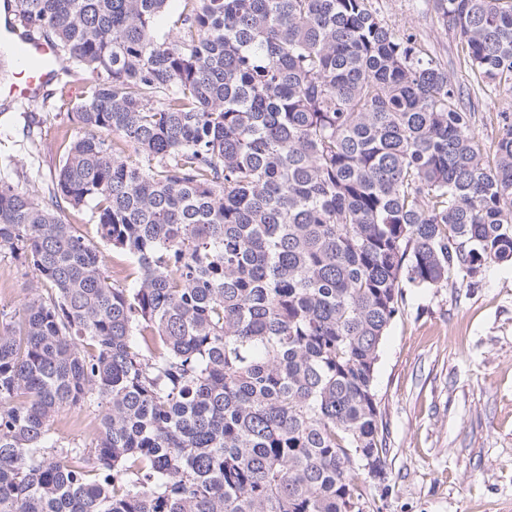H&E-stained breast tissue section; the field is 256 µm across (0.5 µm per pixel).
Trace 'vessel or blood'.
Segmentation results:
<instances>
[{
  "mask_svg": "<svg viewBox=\"0 0 512 512\" xmlns=\"http://www.w3.org/2000/svg\"><path fill=\"white\" fill-rule=\"evenodd\" d=\"M0 41L8 43L12 54L18 58H31L38 63L36 69L28 71L22 83L9 87L11 98L18 101L35 100L45 94L48 87L60 82V51L54 44L33 36L20 35L11 22L0 26Z\"/></svg>",
  "mask_w": 512,
  "mask_h": 512,
  "instance_id": "1",
  "label": "vessel or blood"
}]
</instances>
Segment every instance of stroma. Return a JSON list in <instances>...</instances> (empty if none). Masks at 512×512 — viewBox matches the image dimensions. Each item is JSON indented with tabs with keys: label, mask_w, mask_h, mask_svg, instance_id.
<instances>
[{
	"label": "stroma",
	"mask_w": 512,
	"mask_h": 512,
	"mask_svg": "<svg viewBox=\"0 0 512 512\" xmlns=\"http://www.w3.org/2000/svg\"><path fill=\"white\" fill-rule=\"evenodd\" d=\"M396 29L415 35L418 48L447 67L475 112V133H498L497 113L512 112V85L471 93L473 75L459 65L461 45L429 0H372ZM97 77L74 87L53 86L36 118L37 160L20 146L21 110L0 114V160L34 167L24 189L39 190L57 167L66 139L80 135L68 114ZM31 277L0 250V309L20 310ZM401 312L380 350L376 398L386 440V479L361 487L363 512H512V264L487 267L471 280L443 288L403 284ZM95 408L60 412L53 429L90 443L99 428Z\"/></svg>",
	"instance_id": "obj_1"
}]
</instances>
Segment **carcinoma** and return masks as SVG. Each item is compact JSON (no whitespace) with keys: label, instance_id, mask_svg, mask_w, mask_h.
<instances>
[{"label":"carcinoma","instance_id":"carcinoma-1","mask_svg":"<svg viewBox=\"0 0 512 512\" xmlns=\"http://www.w3.org/2000/svg\"><path fill=\"white\" fill-rule=\"evenodd\" d=\"M19 2L98 80L41 192L0 176L34 279L0 317V512H355L402 282L512 262V114L489 168L463 90L371 0H181L171 34L169 0ZM432 7L512 83V0ZM93 406L91 445L52 428Z\"/></svg>","mask_w":512,"mask_h":512}]
</instances>
